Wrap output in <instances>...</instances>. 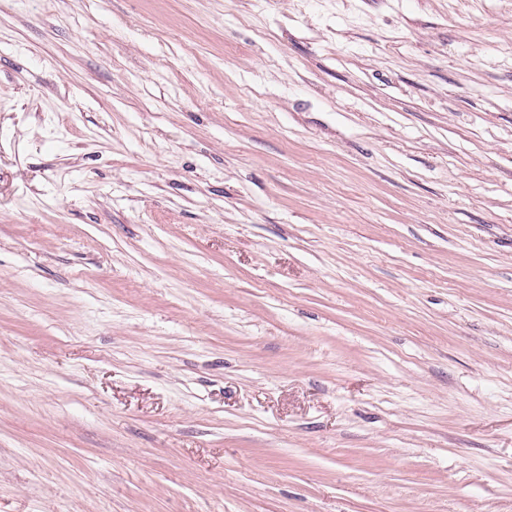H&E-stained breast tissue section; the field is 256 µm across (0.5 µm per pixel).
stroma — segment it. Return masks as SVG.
Segmentation results:
<instances>
[{
    "label": "stroma",
    "instance_id": "1",
    "mask_svg": "<svg viewBox=\"0 0 512 512\" xmlns=\"http://www.w3.org/2000/svg\"><path fill=\"white\" fill-rule=\"evenodd\" d=\"M0 512H512V0H0Z\"/></svg>",
    "mask_w": 512,
    "mask_h": 512
}]
</instances>
